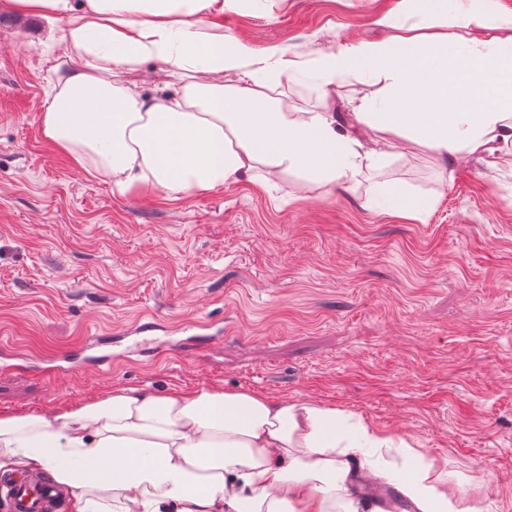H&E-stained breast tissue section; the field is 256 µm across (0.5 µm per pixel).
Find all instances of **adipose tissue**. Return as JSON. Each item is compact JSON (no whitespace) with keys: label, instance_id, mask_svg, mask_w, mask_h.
<instances>
[{"label":"adipose tissue","instance_id":"ef3b65f1","mask_svg":"<svg viewBox=\"0 0 512 512\" xmlns=\"http://www.w3.org/2000/svg\"><path fill=\"white\" fill-rule=\"evenodd\" d=\"M232 0H0L68 19L66 67L45 101L42 132L74 166L120 193L171 200L288 171L322 186L350 185L379 169L383 151L348 129L407 139L440 163L495 157L512 142V13L497 0H418L425 21L454 24L423 40L393 18L388 40L320 57L321 97L351 98L362 74L381 99L353 101L351 116L287 112L276 95L292 60L249 69L248 49L220 32ZM495 30L492 38L484 30ZM161 64L165 92L121 82ZM238 71L235 84L224 74ZM369 208L408 219L433 198L376 183ZM407 455L391 466L383 449ZM0 474L49 475L73 512H382L378 489L396 487L404 512H485L482 495L455 484L400 435L311 401L201 387L157 394L122 387L93 403L0 412Z\"/></svg>","mask_w":512,"mask_h":512}]
</instances>
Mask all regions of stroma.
Segmentation results:
<instances>
[{
	"instance_id": "1",
	"label": "stroma",
	"mask_w": 512,
	"mask_h": 512,
	"mask_svg": "<svg viewBox=\"0 0 512 512\" xmlns=\"http://www.w3.org/2000/svg\"><path fill=\"white\" fill-rule=\"evenodd\" d=\"M416 0H238L224 39L248 67L293 60L292 112L320 99L321 55L380 42ZM67 24L0 8V411L83 405L121 386L249 390L332 406L444 459L488 512H512V146L442 166L410 141L351 189L298 172L179 201L122 195L43 136ZM392 180L435 206L370 211ZM112 355L73 375L83 349Z\"/></svg>"
}]
</instances>
